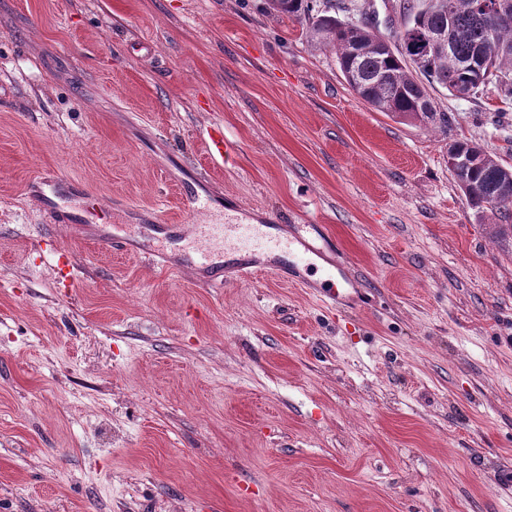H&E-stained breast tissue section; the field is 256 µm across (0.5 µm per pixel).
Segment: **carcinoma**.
I'll list each match as a JSON object with an SVG mask.
<instances>
[{"instance_id": "carcinoma-1", "label": "carcinoma", "mask_w": 512, "mask_h": 512, "mask_svg": "<svg viewBox=\"0 0 512 512\" xmlns=\"http://www.w3.org/2000/svg\"><path fill=\"white\" fill-rule=\"evenodd\" d=\"M496 0H400L402 26L384 42L363 22L342 21L332 11L356 10L326 0H268L271 14L302 17L307 38L336 55L346 83L378 112L427 129L448 131L451 116L437 110L430 90L441 87L456 97L476 96L491 86L512 98V24L496 26ZM449 33L450 53L429 47L435 34ZM448 149L463 153L470 166L453 172L477 223L490 236L512 239V166L481 145L456 140Z\"/></svg>"}]
</instances>
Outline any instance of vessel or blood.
Returning a JSON list of instances; mask_svg holds the SVG:
<instances>
[{"label":"vessel or blood","mask_w":512,"mask_h":512,"mask_svg":"<svg viewBox=\"0 0 512 512\" xmlns=\"http://www.w3.org/2000/svg\"><path fill=\"white\" fill-rule=\"evenodd\" d=\"M204 144L206 153L217 163L223 162L233 150L224 135L223 125L216 123L206 129ZM34 185L43 191L44 210L51 223H85L86 218L82 213L67 209L63 203L65 180L41 177L35 180ZM185 207L202 216L200 223L191 227L193 235L201 244L196 256L197 269L210 268L214 254L226 251L243 256V263L237 265L234 272L236 277L246 278L253 273L252 266L247 262L248 256L262 253L283 257L288 268L305 272L302 286L313 288L319 300L326 305H341L356 286V279L350 269L337 266L319 268L316 259L322 256L323 250L311 235V225L300 224L289 234L276 235L267 232L261 224L210 222L204 217L206 202L196 196L186 197Z\"/></svg>","instance_id":"vessel-or-blood-1"}]
</instances>
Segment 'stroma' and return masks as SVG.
Returning <instances> with one entry per match:
<instances>
[{"label": "stroma", "mask_w": 512, "mask_h": 512, "mask_svg": "<svg viewBox=\"0 0 512 512\" xmlns=\"http://www.w3.org/2000/svg\"><path fill=\"white\" fill-rule=\"evenodd\" d=\"M306 30L266 0H0V512H512V260L447 160L512 162V100L436 89L426 131ZM37 175L88 185L99 235L49 223ZM188 193L315 225L357 288L326 308L271 257L205 282ZM205 151L216 163H223L224 158L231 154L234 147L224 136V127L221 124L210 125L204 135Z\"/></svg>", "instance_id": "stroma-1"}]
</instances>
